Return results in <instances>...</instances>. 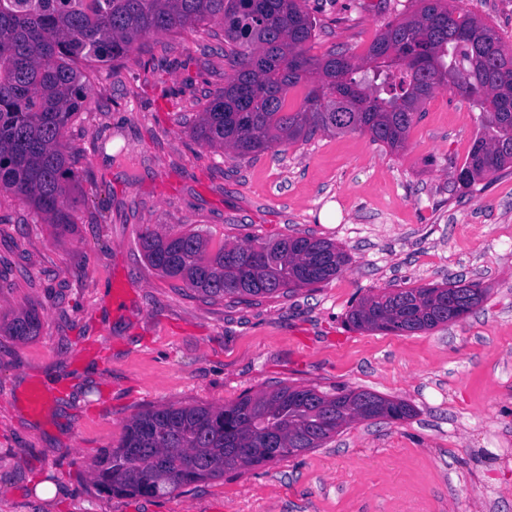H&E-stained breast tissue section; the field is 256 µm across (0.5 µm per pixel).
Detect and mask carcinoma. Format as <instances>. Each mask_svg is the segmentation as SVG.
Returning a JSON list of instances; mask_svg holds the SVG:
<instances>
[{
	"instance_id": "1",
	"label": "carcinoma",
	"mask_w": 512,
	"mask_h": 512,
	"mask_svg": "<svg viewBox=\"0 0 512 512\" xmlns=\"http://www.w3.org/2000/svg\"><path fill=\"white\" fill-rule=\"evenodd\" d=\"M306 0H0V194L24 197L59 232L74 223L66 210L72 180L66 127L83 108L87 73L124 57L150 34L194 31L218 23L234 73L199 113L193 138L241 157L304 138L316 130H363L392 151L403 147L422 104L438 87L475 97L482 128L456 180L463 188L512 167V53L493 27L448 7L418 0L412 15L387 25L365 57L307 55L314 22ZM365 71L357 79L354 74ZM308 84L302 107L286 110L288 89ZM139 246L151 268L211 299L284 295L336 276L347 255L335 243L288 236L226 244L208 251L196 231L145 229ZM477 281L385 289L347 314L357 329L429 331L477 307ZM31 306L0 325L16 339L38 332ZM384 409L395 420L414 409L367 390L327 395L282 386L206 405L144 411L119 444L104 449L94 483L108 495L161 497L322 447L344 425ZM249 448L242 458L238 449Z\"/></svg>"
}]
</instances>
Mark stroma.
Listing matches in <instances>:
<instances>
[{"mask_svg": "<svg viewBox=\"0 0 512 512\" xmlns=\"http://www.w3.org/2000/svg\"><path fill=\"white\" fill-rule=\"evenodd\" d=\"M305 50L365 56L417 0H308ZM512 52V0H451ZM233 74L213 28L147 35L90 77L63 142L77 175L57 232L0 195V320L36 306V336L0 333V512H512V167L460 187L482 109L437 88L403 149L352 131L240 157L190 129ZM227 243L312 236L342 272L310 288L211 300L145 260V226ZM462 279L487 294L426 332L359 330L363 296ZM368 390L415 410L358 420L323 447L162 497L92 483L98 454L149 409L282 386ZM47 403L28 409L31 390ZM50 482L56 495H36Z\"/></svg>", "mask_w": 512, "mask_h": 512, "instance_id": "35a3bbf8", "label": "stroma"}]
</instances>
